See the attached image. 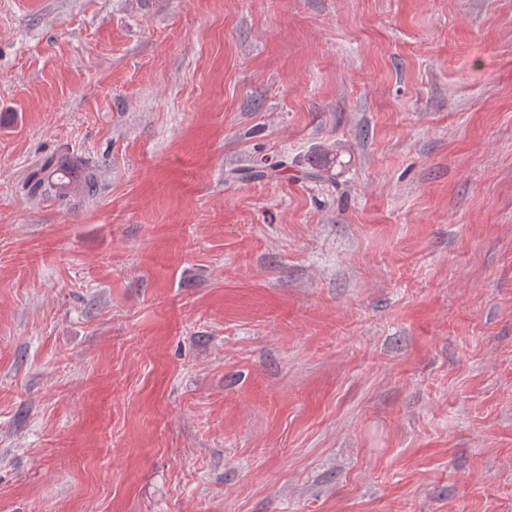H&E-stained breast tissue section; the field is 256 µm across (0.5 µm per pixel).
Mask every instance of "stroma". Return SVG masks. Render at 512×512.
I'll return each instance as SVG.
<instances>
[{
  "instance_id": "stroma-1",
  "label": "stroma",
  "mask_w": 512,
  "mask_h": 512,
  "mask_svg": "<svg viewBox=\"0 0 512 512\" xmlns=\"http://www.w3.org/2000/svg\"><path fill=\"white\" fill-rule=\"evenodd\" d=\"M0 512H512V0H0ZM71 185L72 175L70 170L63 166L46 162L28 180L26 188L28 192L33 194L53 192L56 195L64 196L68 193Z\"/></svg>"
}]
</instances>
